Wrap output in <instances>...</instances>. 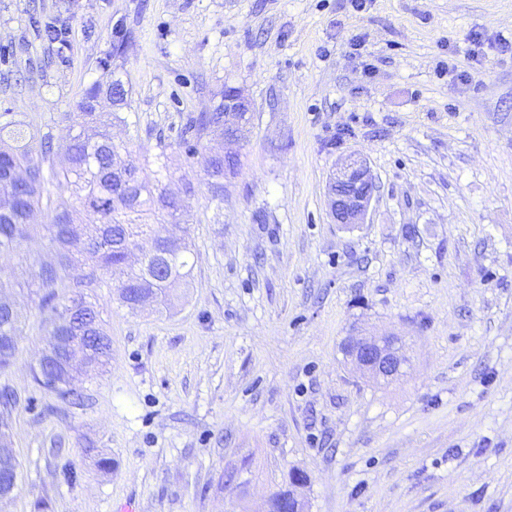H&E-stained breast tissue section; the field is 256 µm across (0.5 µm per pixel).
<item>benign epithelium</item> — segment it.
Returning <instances> with one entry per match:
<instances>
[{"label": "benign epithelium", "mask_w": 512, "mask_h": 512, "mask_svg": "<svg viewBox=\"0 0 512 512\" xmlns=\"http://www.w3.org/2000/svg\"><path fill=\"white\" fill-rule=\"evenodd\" d=\"M377 189L365 160L344 157L327 186L328 204L336 223H364ZM346 347L348 359L374 380H393L410 366L405 342L397 335L349 336Z\"/></svg>", "instance_id": "obj_1"}]
</instances>
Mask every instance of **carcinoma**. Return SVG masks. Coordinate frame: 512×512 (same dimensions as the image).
<instances>
[{"instance_id":"1","label":"carcinoma","mask_w":512,"mask_h":512,"mask_svg":"<svg viewBox=\"0 0 512 512\" xmlns=\"http://www.w3.org/2000/svg\"><path fill=\"white\" fill-rule=\"evenodd\" d=\"M38 34L50 43L64 41L66 30L58 21L48 22ZM131 38L126 30L113 35L111 49L104 62L122 57ZM106 94L116 97L119 109L97 111L98 99ZM126 105L124 86L93 83L76 103L70 115L71 135L65 148V162L54 161L53 138L29 123L18 120L11 112L0 113V253L18 252L24 243L39 239L50 251L39 261L30 279L17 285L20 294L39 310L49 324L45 350L60 354L63 336H86L88 342L74 351L88 367L103 369L112 361V340L109 337L103 310L96 300L95 289L106 283L117 290L120 303L130 311L138 306L140 295L152 297L157 303L167 301L172 284L190 275L189 255L192 237L189 210L184 200L171 196L158 181L142 176V167L133 159L122 158L124 147L112 143L108 129L112 121H125L121 109ZM224 138V101L210 112L190 118L179 130L180 141L188 150L204 141ZM240 154L224 147L212 153L208 169V185L212 199L224 201V170L236 169ZM69 192L70 206L55 203L52 189ZM46 211L49 221L34 222V216ZM96 216L85 224L82 214ZM179 224L182 234L176 239L154 234L149 221ZM153 237V244H170V267L157 275V257L142 254L136 260L132 251L138 239ZM88 262V271L69 285V291L58 292L64 272L76 261ZM12 304V310H0V373L14 363L22 335L23 317L13 293L0 283V301ZM36 386L53 394L64 404L78 405L82 390L68 393L50 387L41 371L32 369ZM16 400L9 390H0V446L11 447L9 421ZM306 476L294 472L288 486L282 487L267 500V512H302L297 488Z\"/></svg>"}]
</instances>
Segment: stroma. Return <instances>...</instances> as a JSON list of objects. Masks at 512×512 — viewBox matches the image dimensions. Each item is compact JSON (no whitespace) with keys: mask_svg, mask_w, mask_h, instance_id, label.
Wrapping results in <instances>:
<instances>
[{"mask_svg":"<svg viewBox=\"0 0 512 512\" xmlns=\"http://www.w3.org/2000/svg\"><path fill=\"white\" fill-rule=\"evenodd\" d=\"M34 16L66 23L64 60ZM118 26L131 39L106 71ZM510 40L512 0H0V113L60 147L85 90L120 77L113 141L171 191L194 187L172 307L97 291L112 363L84 408L45 413L44 328L25 307L0 374L22 480L0 512H263L292 470L306 512H512ZM227 86L254 120L217 202L208 148L178 133ZM351 153L379 191L342 225L327 185ZM386 333L412 360L388 384L342 350ZM245 456L250 482H226Z\"/></svg>","mask_w":512,"mask_h":512,"instance_id":"35a3bbf8","label":"stroma"}]
</instances>
